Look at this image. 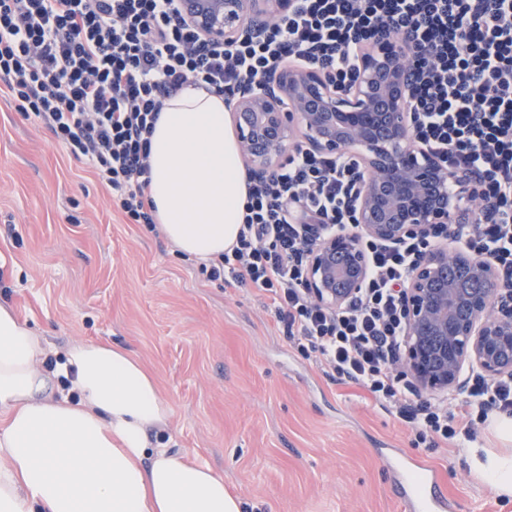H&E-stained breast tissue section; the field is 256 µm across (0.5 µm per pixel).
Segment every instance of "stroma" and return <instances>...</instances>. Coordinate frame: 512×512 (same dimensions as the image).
Here are the masks:
<instances>
[{"label": "stroma", "mask_w": 512, "mask_h": 512, "mask_svg": "<svg viewBox=\"0 0 512 512\" xmlns=\"http://www.w3.org/2000/svg\"><path fill=\"white\" fill-rule=\"evenodd\" d=\"M0 302L57 349L134 354L170 406L165 441L222 474L244 512H406L383 448L435 467L456 512H512V496L471 474L467 447L419 442L394 409L331 379L258 290L206 280L162 230L126 223L110 191L2 98Z\"/></svg>", "instance_id": "stroma-1"}]
</instances>
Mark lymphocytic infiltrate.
I'll return each mask as SVG.
<instances>
[{
	"label": "lymphocytic infiltrate",
	"mask_w": 512,
	"mask_h": 512,
	"mask_svg": "<svg viewBox=\"0 0 512 512\" xmlns=\"http://www.w3.org/2000/svg\"><path fill=\"white\" fill-rule=\"evenodd\" d=\"M382 32L415 43L413 136L449 168L480 176L482 205L455 242L512 270V0H293L262 33L223 42L186 26L178 0H0V88L92 169L129 223L153 229L150 136L166 100L194 87L229 107L288 60L345 86ZM361 175L349 154L294 147L268 179L248 180L235 245L199 272L261 292L289 343L413 421L420 440H475L480 425L512 416V378L472 376L468 397L448 410L418 400L392 366L419 240L364 241L368 278L341 309L319 306L304 287L310 233L352 228Z\"/></svg>",
	"instance_id": "1"
}]
</instances>
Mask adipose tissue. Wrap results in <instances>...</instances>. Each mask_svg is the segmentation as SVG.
<instances>
[{
    "label": "adipose tissue",
    "mask_w": 512,
    "mask_h": 512,
    "mask_svg": "<svg viewBox=\"0 0 512 512\" xmlns=\"http://www.w3.org/2000/svg\"><path fill=\"white\" fill-rule=\"evenodd\" d=\"M166 237L190 258L236 241L247 184L222 98L185 89L151 138ZM49 342L0 303V512H243L209 466L150 442L170 408L130 352L78 342L45 368ZM471 472L512 494V454L472 447Z\"/></svg>",
    "instance_id": "adipose-tissue-1"
}]
</instances>
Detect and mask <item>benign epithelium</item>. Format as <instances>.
I'll return each mask as SVG.
<instances>
[{
	"mask_svg": "<svg viewBox=\"0 0 512 512\" xmlns=\"http://www.w3.org/2000/svg\"><path fill=\"white\" fill-rule=\"evenodd\" d=\"M292 7L293 0H180L188 25L217 42L258 34ZM414 51L405 34L377 35L347 89L323 70L285 62L261 89L239 93L232 120L256 178L300 143L321 155L348 151L363 164L357 230L321 235L309 254L305 288L320 306L337 310L358 296L369 272L362 239L429 241L403 288L406 332L396 359L416 390L461 395L467 370L490 380L512 377V289L504 287V270L442 244L452 225L472 219L460 202L480 180L449 169L412 135L407 58ZM450 181L457 186L452 196Z\"/></svg>",
	"mask_w": 512,
	"mask_h": 512,
	"instance_id": "obj_1",
	"label": "benign epithelium"
}]
</instances>
